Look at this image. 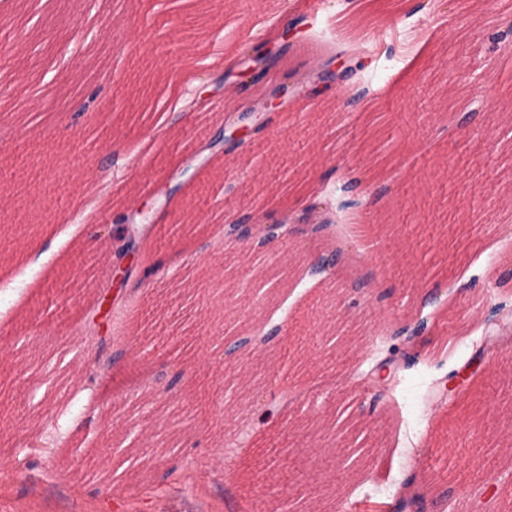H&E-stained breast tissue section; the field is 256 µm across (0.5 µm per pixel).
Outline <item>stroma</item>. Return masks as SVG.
Instances as JSON below:
<instances>
[{
  "mask_svg": "<svg viewBox=\"0 0 512 512\" xmlns=\"http://www.w3.org/2000/svg\"><path fill=\"white\" fill-rule=\"evenodd\" d=\"M342 0H10L0 24V151L39 143L35 167L0 171V512H400L406 485L421 512H504L512 489V0H360L380 28L358 79L373 101L349 103L332 83L275 112L246 151L198 155L224 126L226 98L258 102L256 82L217 93L202 111L170 102L235 67L243 45L297 30L281 68L324 56L316 41L343 23ZM445 18L436 27L433 16ZM109 108L78 113L92 90ZM360 176L370 199L366 240L377 256L342 264L333 281L305 271L347 239L304 229L272 241L294 255L283 283L257 297L212 288L204 225L226 213L252 223L274 201ZM112 191L111 208L86 212ZM148 204L146 234L121 237L164 261L139 288H117L119 262L100 250L102 225ZM112 297V317L94 321ZM317 306L344 321L326 348L313 325L296 374L277 349L227 354L238 331L271 328L281 312ZM430 317L418 344L442 370L400 371L393 394L365 379L391 345L386 327ZM166 337L143 375L107 390L139 337ZM471 367L441 395L446 373ZM273 432L288 448L276 484L252 500L228 476ZM164 441L168 466L140 469L132 487L88 479L86 457L139 455Z\"/></svg>",
  "mask_w": 512,
  "mask_h": 512,
  "instance_id": "obj_1",
  "label": "stroma"
}]
</instances>
